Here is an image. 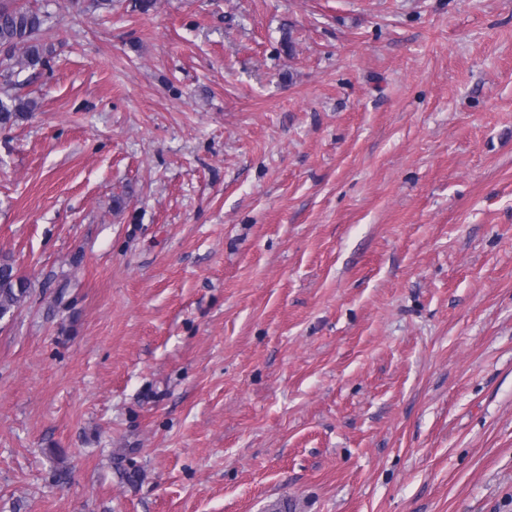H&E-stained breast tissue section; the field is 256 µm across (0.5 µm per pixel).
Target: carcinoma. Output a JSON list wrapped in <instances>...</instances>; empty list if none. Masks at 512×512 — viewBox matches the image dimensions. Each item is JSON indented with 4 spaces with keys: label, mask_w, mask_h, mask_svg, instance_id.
Returning a JSON list of instances; mask_svg holds the SVG:
<instances>
[{
    "label": "carcinoma",
    "mask_w": 512,
    "mask_h": 512,
    "mask_svg": "<svg viewBox=\"0 0 512 512\" xmlns=\"http://www.w3.org/2000/svg\"><path fill=\"white\" fill-rule=\"evenodd\" d=\"M49 14L26 8L14 0H0V78L7 86L20 88L21 73L39 70L49 63L44 34L49 30ZM23 49L21 58L15 51ZM38 102L19 94L0 98V128L10 127L36 111ZM30 284L15 269L11 259L0 258V319L11 313L27 297Z\"/></svg>",
    "instance_id": "carcinoma-1"
}]
</instances>
